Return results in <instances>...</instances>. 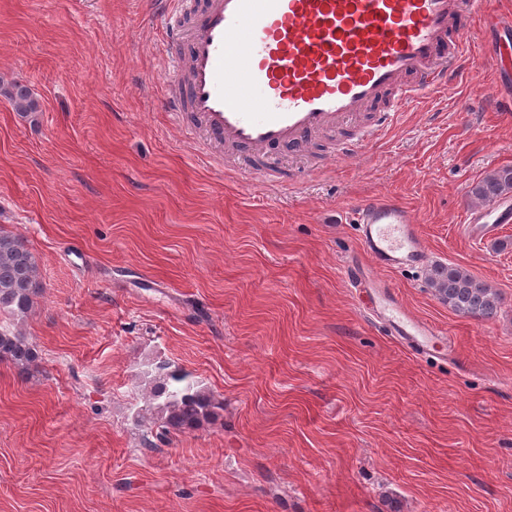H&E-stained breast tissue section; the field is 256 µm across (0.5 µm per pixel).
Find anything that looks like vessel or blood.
<instances>
[{
	"label": "vessel or blood",
	"instance_id": "obj_1",
	"mask_svg": "<svg viewBox=\"0 0 512 512\" xmlns=\"http://www.w3.org/2000/svg\"><path fill=\"white\" fill-rule=\"evenodd\" d=\"M162 14L172 73L165 108L192 114L207 140L236 151L240 173L275 183L258 167L270 152L299 151L313 136L337 131L376 108L375 122L343 140L360 153L406 105L464 78L467 23L489 0H167ZM365 261L349 263L351 287L387 335L426 353L439 330L413 317L381 270L424 266L415 217L395 197L376 194L352 211ZM470 235L490 237L512 222V199L497 198L464 219Z\"/></svg>",
	"mask_w": 512,
	"mask_h": 512
}]
</instances>
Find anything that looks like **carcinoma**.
<instances>
[{
    "mask_svg": "<svg viewBox=\"0 0 512 512\" xmlns=\"http://www.w3.org/2000/svg\"><path fill=\"white\" fill-rule=\"evenodd\" d=\"M14 109L23 116L38 111L29 88L19 82L0 87ZM512 193V166L498 168L476 182L472 196L481 202ZM430 280L438 298L460 314L489 319L496 315L499 296L485 283L457 266L438 265ZM43 288L37 258L18 235L0 229V362L27 374L40 359L36 346L15 329V322L32 308ZM149 392L139 423L146 429L144 445L171 434L191 430L215 418L222 401L189 372L168 360L149 364Z\"/></svg>",
    "mask_w": 512,
    "mask_h": 512,
    "instance_id": "cac0c4a2",
    "label": "carcinoma"
}]
</instances>
